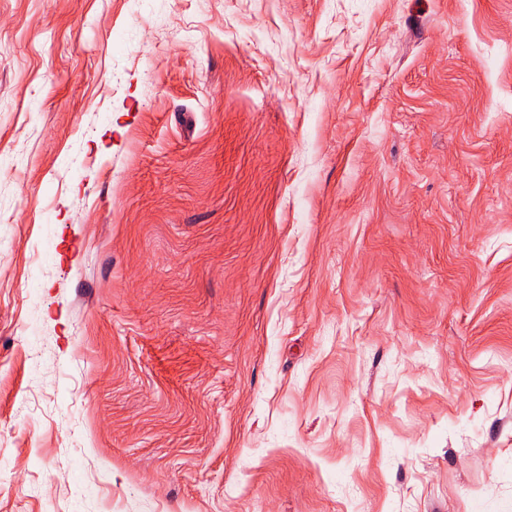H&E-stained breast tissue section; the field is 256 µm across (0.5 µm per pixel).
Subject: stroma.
Listing matches in <instances>:
<instances>
[{
    "mask_svg": "<svg viewBox=\"0 0 512 512\" xmlns=\"http://www.w3.org/2000/svg\"><path fill=\"white\" fill-rule=\"evenodd\" d=\"M0 512H512V0H0Z\"/></svg>",
    "mask_w": 512,
    "mask_h": 512,
    "instance_id": "35a3bbf8",
    "label": "stroma"
}]
</instances>
